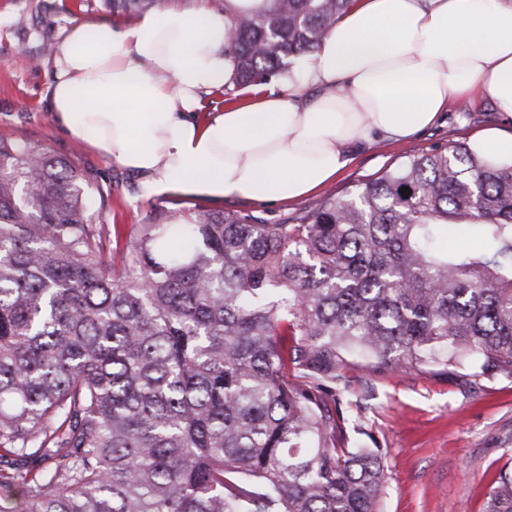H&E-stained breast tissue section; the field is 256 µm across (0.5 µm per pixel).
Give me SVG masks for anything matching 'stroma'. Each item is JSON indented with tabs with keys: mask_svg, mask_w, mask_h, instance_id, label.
<instances>
[{
	"mask_svg": "<svg viewBox=\"0 0 512 512\" xmlns=\"http://www.w3.org/2000/svg\"><path fill=\"white\" fill-rule=\"evenodd\" d=\"M86 18L122 26L107 0H0V137L30 140L70 157L93 189L94 207L115 231L107 257L119 262L129 235L153 217L203 207L200 199L151 196L142 178L74 138L50 110L53 56L68 28ZM490 100L457 109L409 140L360 151L325 189L292 203L224 201L212 211L251 213L278 224L317 207L329 194L378 176L407 156L448 142H465L481 130L504 126ZM350 394L339 401L343 432L370 435L386 451L387 484L381 512H487L500 472L512 470V376L474 379L464 369L376 373L350 367Z\"/></svg>",
	"mask_w": 512,
	"mask_h": 512,
	"instance_id": "35a3bbf8",
	"label": "stroma"
}]
</instances>
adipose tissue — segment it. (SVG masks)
Here are the masks:
<instances>
[{
  "instance_id": "obj_1",
  "label": "adipose tissue",
  "mask_w": 512,
  "mask_h": 512,
  "mask_svg": "<svg viewBox=\"0 0 512 512\" xmlns=\"http://www.w3.org/2000/svg\"><path fill=\"white\" fill-rule=\"evenodd\" d=\"M270 5L170 0L123 28L79 21L56 50L51 110L149 194L244 203L304 197L356 146L408 140L463 101L512 119V0H352L317 50L206 113L235 84L236 21Z\"/></svg>"
}]
</instances>
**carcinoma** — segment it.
<instances>
[{
  "label": "carcinoma",
  "mask_w": 512,
  "mask_h": 512,
  "mask_svg": "<svg viewBox=\"0 0 512 512\" xmlns=\"http://www.w3.org/2000/svg\"><path fill=\"white\" fill-rule=\"evenodd\" d=\"M349 2L240 19L238 86L314 52ZM97 219L69 158L0 137V512H380L384 449L336 412L346 369L512 375V163L466 143L279 224H140L118 268ZM453 228L486 248L449 249ZM488 512H512L511 473Z\"/></svg>",
  "instance_id": "cac0c4a2"
}]
</instances>
